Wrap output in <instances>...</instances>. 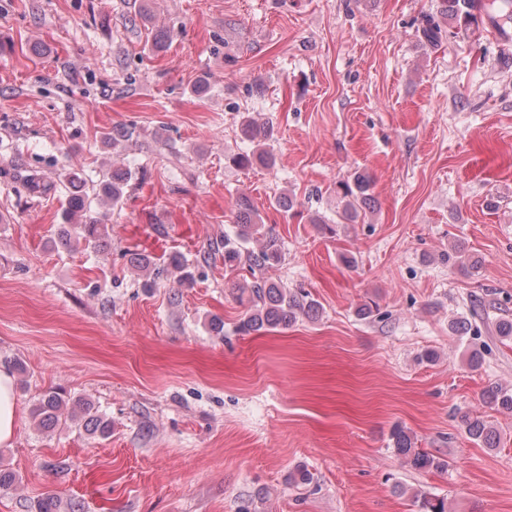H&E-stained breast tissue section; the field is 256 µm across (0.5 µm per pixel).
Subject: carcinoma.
<instances>
[{
	"label": "carcinoma",
	"mask_w": 512,
	"mask_h": 512,
	"mask_svg": "<svg viewBox=\"0 0 512 512\" xmlns=\"http://www.w3.org/2000/svg\"><path fill=\"white\" fill-rule=\"evenodd\" d=\"M440 14L444 19H452L464 28H469L475 19L471 13L469 0H442ZM421 40L436 46L442 38L440 21L425 17L419 29ZM241 132L245 138L257 142V149L242 152L234 158V163L242 170H249L254 163L264 166L273 164L274 155L267 148L268 131L255 119L246 115L241 119ZM137 172L127 165L112 169L108 180L102 183L97 200L117 207L124 203L130 182L136 179ZM369 176L355 172L336 183V194L346 200L341 220L353 223L358 220L360 210L372 201ZM91 203L85 194H73L63 211V224L59 225L54 245L69 249L74 238H81L87 244L101 246L109 236L105 216H91ZM282 259L277 236L263 231L257 221V214L248 200L240 201L235 215L233 230L224 234V268L244 270L249 278L243 281L242 292L247 294L248 310L239 323L241 332L286 328L301 318H311L319 313L320 305L310 293L301 289L291 290L270 280L266 273ZM132 266L147 277L146 286L155 285L161 277H170L180 286L193 281L190 264L174 257L168 266L159 268L151 258L142 253H132ZM488 403L512 413V388L490 385L483 393ZM91 403L81 397H68L57 391H48L37 400L31 416L38 428L52 431L66 421H81L85 432L95 437L109 434L111 426L107 420L91 414ZM461 421L466 434L487 448H494L500 440L497 430L483 417L463 414ZM392 449L403 456L406 463L416 470L448 471V461L415 448V441L403 427L396 425L389 433ZM413 506L417 512H448V498L429 494H412Z\"/></svg>",
	"instance_id": "obj_1"
}]
</instances>
